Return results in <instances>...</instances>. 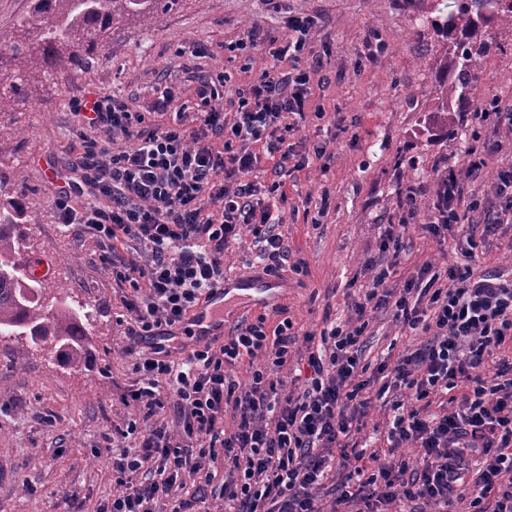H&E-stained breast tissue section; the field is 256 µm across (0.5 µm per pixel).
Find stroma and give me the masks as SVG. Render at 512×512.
<instances>
[{"label": "stroma", "mask_w": 512, "mask_h": 512, "mask_svg": "<svg viewBox=\"0 0 512 512\" xmlns=\"http://www.w3.org/2000/svg\"><path fill=\"white\" fill-rule=\"evenodd\" d=\"M291 15L316 22L313 46L322 65L311 74L313 101L326 110L321 119L306 112L295 149L305 153L318 143L327 153L278 175L260 154L257 181L267 187L280 180L286 193L273 203L289 264L275 274L271 300L258 293L225 296V332L260 315L271 327L289 320L300 338L292 349L295 375L308 356L302 336L347 321L360 289L382 268L392 267L389 284L398 289L428 258L442 269L464 260L474 275L512 280V223L478 237L468 260L459 232L438 241L424 227L438 177L461 167L476 140L498 151L478 177L462 180L465 221L498 217V175L512 166V135L494 124L428 129L444 47L412 0H175L154 25L134 23L112 33L82 70L41 79L30 103L0 116V131L9 135L0 163L21 171L33 218L20 227L21 257L52 259L46 297H67L90 316L86 359L73 368L59 366L49 346L0 342V512H97L114 485L111 456L94 450L104 433L139 415L123 399L135 379V358L124 352L118 321L127 312L119 290L93 240L64 232L52 206L56 187L76 176L74 98L97 93L142 112L154 87L193 89L192 73L221 72L230 85H245L272 60L258 51H229V44L249 35L261 42L285 37ZM495 38L500 49L482 59L476 92L512 103V26L501 25ZM16 127L25 129L23 138H11ZM409 189L420 203L411 217L401 207ZM390 224L408 227L406 251L395 264L380 250ZM368 318L362 359L371 365H394L400 353L426 340L424 333L397 326L388 309L370 311ZM393 415L374 402L360 418L356 441L384 446ZM68 494L74 497L69 506Z\"/></svg>", "instance_id": "1"}]
</instances>
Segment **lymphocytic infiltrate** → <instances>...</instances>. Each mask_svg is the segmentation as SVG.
<instances>
[{"label":"lymphocytic infiltrate","instance_id":"1","mask_svg":"<svg viewBox=\"0 0 512 512\" xmlns=\"http://www.w3.org/2000/svg\"><path fill=\"white\" fill-rule=\"evenodd\" d=\"M281 42L258 46L254 39L235 50L264 49L276 62L256 80L228 88L223 74L200 78L193 109L180 106L182 88L159 87L152 113L132 112L109 96L74 102L79 118L78 183L59 187L52 198L61 226L88 233L117 286H130L121 298L128 319L126 351L134 355L139 380L129 398L142 419L105 434L113 458L117 490L101 512H185L171 507L173 490L187 478L207 483L211 467L224 465L225 501L236 512H324L318 497L331 466L343 471L338 505L352 497L366 512L379 505L406 504L408 512H453L470 499L474 512H512V361L485 371L489 358L512 342V280L473 277L469 267L439 270L424 261L400 291L377 274L353 317L320 334L310 352L301 388L289 387L282 372L297 340L290 322L267 328L265 318L237 328L222 345L204 343L175 362L141 345L189 322L191 311L224 279V253L249 227L266 272L288 260L269 206L251 175L262 146L275 170H302L325 149L296 154L286 136L312 104L309 71L299 69L311 53L315 22L293 15ZM292 65L283 73L282 65ZM237 99V119L225 125L218 105L226 92ZM163 115L151 124L152 114ZM128 148L114 151L115 134ZM223 140L215 149L214 140ZM491 157L489 146L471 150L462 169H448L437 181L427 231L443 237L461 225V172L480 174ZM144 246V260L118 257L131 244ZM389 308L401 327L426 333L425 343L398 356L390 383L406 393V411L396 415L387 436L388 465L364 464V451L350 452L356 409L369 408V385L361 363L368 311ZM263 359L246 387L227 376L226 365L241 356ZM465 386L454 412H431L435 400ZM232 409L233 431L224 429ZM172 413L176 430L154 424ZM150 426H143V419ZM417 448L415 462L396 449ZM480 466L470 470L469 458Z\"/></svg>","mask_w":512,"mask_h":512}]
</instances>
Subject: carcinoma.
<instances>
[{
  "label": "carcinoma",
  "instance_id": "cac0c4a2",
  "mask_svg": "<svg viewBox=\"0 0 512 512\" xmlns=\"http://www.w3.org/2000/svg\"><path fill=\"white\" fill-rule=\"evenodd\" d=\"M162 0H31L28 16L8 40L0 39V115L26 104L31 83L41 75L71 73L105 46L112 31L136 18L148 25ZM420 12L447 48L439 62L438 105L433 125L448 127L464 105L474 101L477 61L495 48L493 27L512 24V2L502 0H418ZM12 181L13 197L0 199V340L24 339L38 348L52 339V354L62 366L80 364L84 327L79 312L59 297L50 305L43 280L29 277L20 262L18 226L33 223L21 202L24 178L0 170V190Z\"/></svg>",
  "mask_w": 512,
  "mask_h": 512
}]
</instances>
